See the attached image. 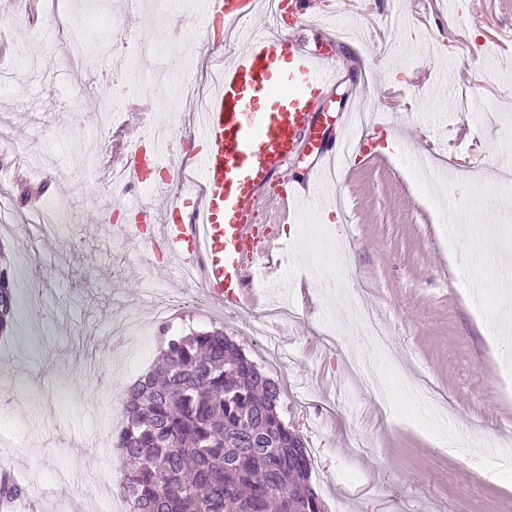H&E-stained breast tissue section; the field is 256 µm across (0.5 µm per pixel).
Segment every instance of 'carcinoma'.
Here are the masks:
<instances>
[{"label": "carcinoma", "mask_w": 512, "mask_h": 512, "mask_svg": "<svg viewBox=\"0 0 512 512\" xmlns=\"http://www.w3.org/2000/svg\"><path fill=\"white\" fill-rule=\"evenodd\" d=\"M15 315L1 267V336ZM280 393L224 330L169 337L123 400L116 449L133 464L121 480L128 512H324Z\"/></svg>", "instance_id": "obj_1"}]
</instances>
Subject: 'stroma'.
Segmentation results:
<instances>
[{"instance_id": "obj_1", "label": "stroma", "mask_w": 512, "mask_h": 512, "mask_svg": "<svg viewBox=\"0 0 512 512\" xmlns=\"http://www.w3.org/2000/svg\"><path fill=\"white\" fill-rule=\"evenodd\" d=\"M313 23L292 26L297 45L338 59L339 85L328 90L319 130L336 137L331 119L359 96L381 119L370 165L343 169L336 186L346 216L330 199L305 203L297 223L279 227L287 257L277 287L258 305L227 301L182 310L167 327L155 322L146 297L161 285L177 291L180 275L159 262L149 235L110 232L139 224L125 194L87 174L83 190L55 169L100 147L112 159L145 134L141 120L102 142L93 121L108 104L96 80L110 69L115 28L139 37L138 62L122 78L127 100L159 104L170 143L191 159L187 106L176 88L204 84L225 44L203 38L200 21H185L183 0H41L37 22L28 0H0V36L11 43L0 61V150L40 155L42 172L6 170L53 206L60 232L0 234L12 283L28 278L33 304L17 299V321L43 324L36 336L14 330L0 338V470L9 471L42 512H123L115 500L123 472L113 447L123 394L157 360L164 335L223 329L283 389L289 427L312 459V484L325 512H512V360L501 356L512 328L498 321L499 301L512 298V249L495 237L466 249L457 223L512 226V187H486L502 150H512V0H314ZM81 35L87 68L63 64L57 31ZM44 43L24 54L35 34ZM481 45L478 56L469 49ZM164 69V85L151 84ZM437 161L443 187L419 184L415 154ZM137 276L114 283L113 272ZM283 305L275 340L241 337V322ZM388 325L389 359L407 377L426 379L436 397L415 413L382 411L364 376L377 362L363 350L360 309ZM149 329L110 334L116 312Z\"/></svg>"}]
</instances>
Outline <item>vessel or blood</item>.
<instances>
[{
  "mask_svg": "<svg viewBox=\"0 0 512 512\" xmlns=\"http://www.w3.org/2000/svg\"><path fill=\"white\" fill-rule=\"evenodd\" d=\"M261 7L262 0H201L205 28H242L244 47L225 64L192 133L202 145L195 155L201 195L173 197L161 231L179 268H192L209 295L236 303L255 278L280 277L278 227L255 223L257 212L268 208L290 220L298 202L319 195L325 170L368 157L362 139L317 146L322 93L338 83L341 70L302 51L289 34L252 29ZM271 9L279 27L308 20L307 0H273ZM306 143L317 147L313 172L288 184L280 172Z\"/></svg>",
  "mask_w": 512,
  "mask_h": 512,
  "instance_id": "obj_1",
  "label": "vessel or blood"
}]
</instances>
